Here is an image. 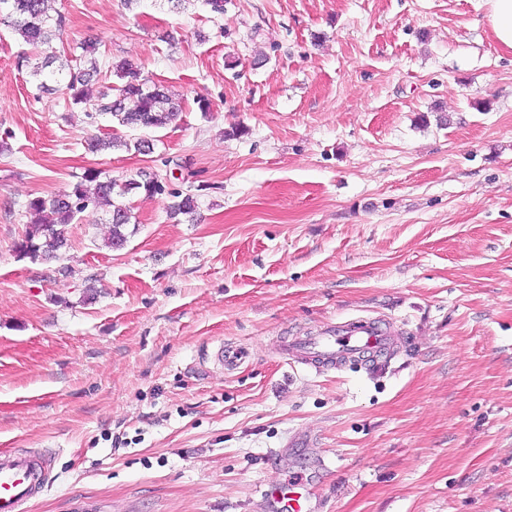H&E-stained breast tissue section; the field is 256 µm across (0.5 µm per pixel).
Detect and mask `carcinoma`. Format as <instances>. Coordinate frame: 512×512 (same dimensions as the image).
I'll return each instance as SVG.
<instances>
[{
  "label": "carcinoma",
  "instance_id": "1",
  "mask_svg": "<svg viewBox=\"0 0 512 512\" xmlns=\"http://www.w3.org/2000/svg\"><path fill=\"white\" fill-rule=\"evenodd\" d=\"M56 0H0V24L10 28L30 47L17 56V67L32 77L47 76L40 81V92L53 94L64 90L71 104L86 113L109 114L121 127L132 131L162 129L181 120L182 108L170 90L148 83L140 69L128 60L111 64L110 72L118 82L102 85V69L96 46H81L82 64L74 66L53 43L67 25L65 14L54 8ZM137 191L162 194L165 185L141 181L135 187L119 183L96 168L87 169L71 188L51 196H36L25 205L26 230L18 251L45 260L57 259L67 247L64 227L74 223L77 215L93 206L102 208L110 224L108 247L120 249L127 242L125 230L132 221L125 198ZM171 214L194 217L198 208L193 194L174 191Z\"/></svg>",
  "mask_w": 512,
  "mask_h": 512
}]
</instances>
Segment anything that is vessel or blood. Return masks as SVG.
<instances>
[{
  "mask_svg": "<svg viewBox=\"0 0 512 512\" xmlns=\"http://www.w3.org/2000/svg\"><path fill=\"white\" fill-rule=\"evenodd\" d=\"M402 345L393 324L372 318H353L328 325L316 334L288 339L285 354L315 370L341 369L352 364L379 367L390 362ZM52 458L46 454L0 452V512H27L50 482ZM277 512H309L293 490L273 489Z\"/></svg>",
  "mask_w": 512,
  "mask_h": 512,
  "instance_id": "vessel-or-blood-1",
  "label": "vessel or blood"
}]
</instances>
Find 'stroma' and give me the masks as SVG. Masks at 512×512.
Returning a JSON list of instances; mask_svg holds the SVG:
<instances>
[{
	"instance_id": "stroma-1",
	"label": "stroma",
	"mask_w": 512,
	"mask_h": 512,
	"mask_svg": "<svg viewBox=\"0 0 512 512\" xmlns=\"http://www.w3.org/2000/svg\"><path fill=\"white\" fill-rule=\"evenodd\" d=\"M181 97L152 153L36 94L0 25V451L52 457L32 512H512V52L486 0H57ZM210 102L199 112L196 97ZM149 168L108 248L90 208L57 260L20 254L27 201ZM196 194L197 219L169 214ZM396 322L379 368L290 366L284 341ZM248 349L239 369L203 362ZM269 496L274 503L280 504L275 512H309L306 506V498H303L300 493L293 491V488L286 490L275 487Z\"/></svg>"
}]
</instances>
